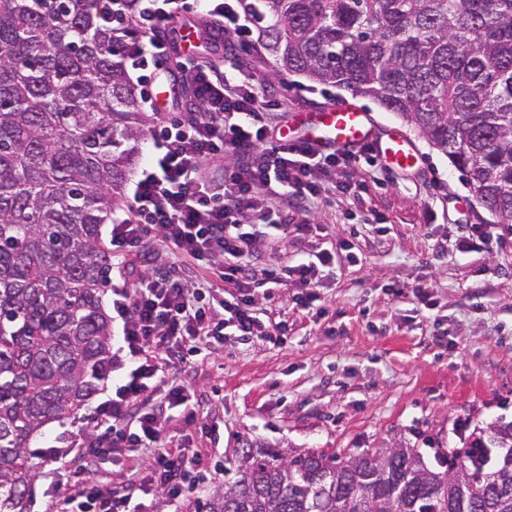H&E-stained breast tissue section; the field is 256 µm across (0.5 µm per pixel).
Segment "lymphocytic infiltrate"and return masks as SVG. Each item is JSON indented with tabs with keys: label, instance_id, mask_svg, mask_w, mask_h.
Masks as SVG:
<instances>
[{
	"label": "lymphocytic infiltrate",
	"instance_id": "lymphocytic-infiltrate-1",
	"mask_svg": "<svg viewBox=\"0 0 512 512\" xmlns=\"http://www.w3.org/2000/svg\"><path fill=\"white\" fill-rule=\"evenodd\" d=\"M193 8L234 42L247 43L253 35L254 22L239 0H125L123 22L142 37L126 60L139 72L143 103H150L151 75L167 57L171 21L177 12ZM184 69L203 109L183 113L152 134L149 158L129 182L128 206L112 218V319L120 326L112 366L123 375L111 395L83 418L110 435L78 463L66 432L41 452L43 463L68 482L67 492L52 496L45 512H134L136 500L157 485L170 512H182L192 490L185 476L198 456L185 444L171 454L159 418L173 406L186 423L196 422L200 404L188 402L182 388L168 382L166 369L190 366L194 358L223 348L230 336L242 344L286 336V321L260 317L259 298L275 288H291L297 308L313 309L315 289L333 275L336 257L322 249L293 265L260 267L259 250L269 228L280 221L299 238L309 237L312 205L330 194L360 199L367 184L354 179L356 166L378 165L369 146L317 152L274 138L272 123L285 111V102L261 94L262 77L239 65L224 71L189 57ZM152 230L159 231L179 262L217 263L227 292L208 294L158 269L129 280L124 259ZM159 387L166 393L156 403L149 392ZM137 448L148 451L147 463L131 461ZM106 463L123 465L122 486L104 478L83 480V473L97 472Z\"/></svg>",
	"mask_w": 512,
	"mask_h": 512
}]
</instances>
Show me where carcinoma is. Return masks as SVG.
I'll list each match as a JSON object with an SVG mask.
<instances>
[{"mask_svg":"<svg viewBox=\"0 0 512 512\" xmlns=\"http://www.w3.org/2000/svg\"><path fill=\"white\" fill-rule=\"evenodd\" d=\"M270 78L375 101L512 224V0H243ZM106 0H0V512H23L31 444L112 367L105 308L150 120ZM428 465L416 448H279L241 437L197 512H512V421Z\"/></svg>","mask_w":512,"mask_h":512,"instance_id":"cac0c4a2","label":"carcinoma"}]
</instances>
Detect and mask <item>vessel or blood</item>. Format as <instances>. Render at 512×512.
Returning a JSON list of instances; mask_svg holds the SVG:
<instances>
[{"instance_id":"vessel-or-blood-1","label":"vessel or blood","mask_w":512,"mask_h":512,"mask_svg":"<svg viewBox=\"0 0 512 512\" xmlns=\"http://www.w3.org/2000/svg\"><path fill=\"white\" fill-rule=\"evenodd\" d=\"M308 145L317 151L354 150L372 145L380 162L394 169L416 166L414 142L396 128L378 130L370 113L356 102L339 100L312 115Z\"/></svg>"}]
</instances>
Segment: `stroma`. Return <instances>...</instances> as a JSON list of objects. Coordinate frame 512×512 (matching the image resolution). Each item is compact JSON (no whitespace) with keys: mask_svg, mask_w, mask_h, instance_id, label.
Instances as JSON below:
<instances>
[{"mask_svg":"<svg viewBox=\"0 0 512 512\" xmlns=\"http://www.w3.org/2000/svg\"><path fill=\"white\" fill-rule=\"evenodd\" d=\"M264 91L286 102L280 129L345 96L301 76ZM361 104L379 125L409 135L420 163L378 174L361 200H319L309 240L280 233L262 245L269 267L351 245L358 262L338 257L335 278L317 289L322 315L290 307L291 291L277 290L261 306L271 318L286 315L285 342L230 338L191 367L168 370L202 402L193 425L174 409L161 415L169 448L190 444L207 471L183 512L223 491L224 458L241 436L288 451L400 444L430 462L436 451L465 447L472 431L512 420V226H497L503 242L458 251L456 222L489 224L492 216L416 130L371 99ZM441 184L455 194L446 210ZM418 285L430 307L414 297Z\"/></svg>","mask_w":512,"mask_h":512,"instance_id":"obj_1","label":"stroma"}]
</instances>
